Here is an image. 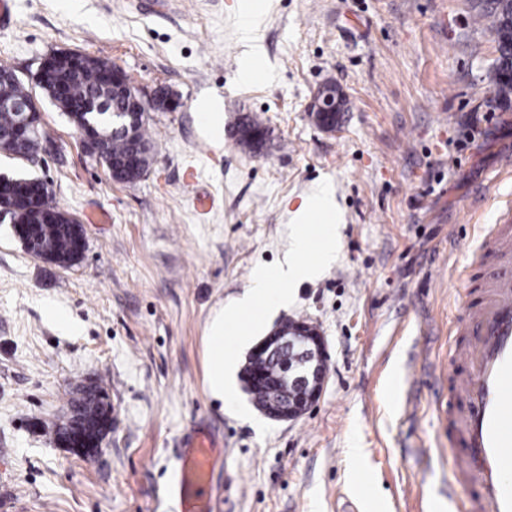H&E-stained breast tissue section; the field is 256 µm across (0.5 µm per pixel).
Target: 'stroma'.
<instances>
[{
  "label": "stroma",
  "mask_w": 512,
  "mask_h": 512,
  "mask_svg": "<svg viewBox=\"0 0 512 512\" xmlns=\"http://www.w3.org/2000/svg\"><path fill=\"white\" fill-rule=\"evenodd\" d=\"M264 2L246 35L240 0H13L0 68L34 98L44 149L0 152V174L45 181L87 245L59 267L0 220V512H180L169 487L197 429L224 450L213 512H472L448 448L449 327L468 300L461 269L479 277L470 259L512 211V106L489 88L482 0ZM64 50L140 90L153 159L138 181L114 180L36 86ZM248 57L261 80L242 78ZM327 83L346 99L333 132L310 113ZM163 93L177 111L158 108ZM205 98L224 104L221 138ZM246 113L270 129L255 154L234 135ZM325 180L338 256L268 323L315 322L329 379L311 412L264 436L210 394L205 338L257 265L284 262L292 214ZM94 381L116 420L86 460L53 427Z\"/></svg>",
  "instance_id": "1"
}]
</instances>
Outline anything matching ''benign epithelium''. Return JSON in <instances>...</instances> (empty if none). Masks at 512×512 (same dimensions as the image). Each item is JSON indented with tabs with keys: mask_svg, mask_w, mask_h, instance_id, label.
<instances>
[{
	"mask_svg": "<svg viewBox=\"0 0 512 512\" xmlns=\"http://www.w3.org/2000/svg\"><path fill=\"white\" fill-rule=\"evenodd\" d=\"M102 80L118 85L124 95L135 104V111H146V102L140 91L131 83L126 72L116 64H109L101 71ZM343 91L333 86H321L314 98L312 111L319 126L327 131L336 130L337 112L340 111ZM1 110H9L16 118L19 134L27 140L39 139V111L34 100L23 103L0 101ZM83 147L87 153L97 152V134L93 126L79 128ZM32 181L22 178L0 177V200L8 199L24 204L30 198ZM280 361L281 375L294 388L288 408L276 412L271 418L279 421H297L309 413L320 400L329 379L328 352L325 336L318 326L304 320L290 319L280 322L249 352L250 371L245 375V385L252 387L267 378L262 362ZM103 436L90 438L80 432L55 436L56 444L71 448L88 458L101 446Z\"/></svg>",
	"mask_w": 512,
	"mask_h": 512,
	"instance_id": "benign-epithelium-1",
	"label": "benign epithelium"
}]
</instances>
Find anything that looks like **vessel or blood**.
<instances>
[{
  "instance_id": "1",
  "label": "vessel or blood",
  "mask_w": 512,
  "mask_h": 512,
  "mask_svg": "<svg viewBox=\"0 0 512 512\" xmlns=\"http://www.w3.org/2000/svg\"><path fill=\"white\" fill-rule=\"evenodd\" d=\"M477 262L485 272L458 334L469 344L455 352L462 371L450 385V424L461 442L458 481L474 512H512V218L489 225ZM213 437H187L174 486L180 512H209Z\"/></svg>"
}]
</instances>
